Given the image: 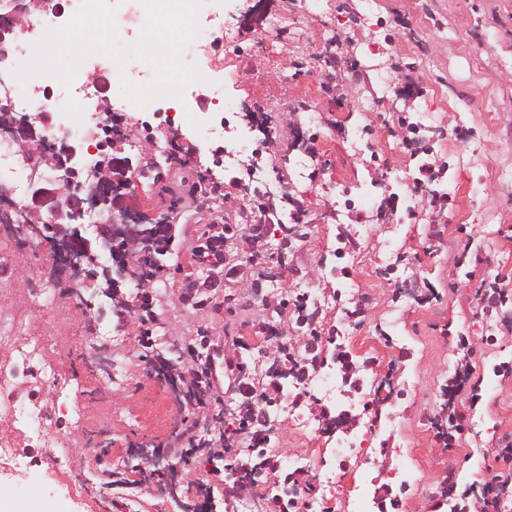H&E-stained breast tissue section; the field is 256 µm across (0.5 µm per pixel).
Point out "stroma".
<instances>
[{
  "label": "stroma",
  "mask_w": 512,
  "mask_h": 512,
  "mask_svg": "<svg viewBox=\"0 0 512 512\" xmlns=\"http://www.w3.org/2000/svg\"><path fill=\"white\" fill-rule=\"evenodd\" d=\"M198 22L182 54L202 76L189 87L193 116L166 100L150 110L112 99L114 153L142 165L130 190L142 209L167 214L174 233L157 277L124 282L126 321L95 298V282L59 264L51 242L34 248L32 232L0 231V264L16 271L0 288V310L26 324L42 366L61 383L42 388L21 376L0 397V439L22 465L0 469V512H109L111 501L116 512L199 510L198 486L208 482L217 512H241L299 468L318 489V512H353L356 483L390 493L397 512H428L451 476L482 488L501 467L497 444L512 439V378L494 371L512 360V329L477 300L482 279L512 274V0H202ZM14 72L12 62L0 64L16 111L27 112L35 92L66 100L54 78L22 83ZM403 119L422 123L417 141L447 165V179L432 186L448 194L445 210L395 181L415 176L423 161L402 145ZM459 128L467 140L457 139ZM155 139L172 163L159 164ZM255 154L256 184L245 173ZM211 172L225 196L196 208L190 189ZM393 193L405 200L394 213L384 204ZM259 204L267 218L256 239L249 227ZM297 205L301 224L291 218ZM206 224L229 229L218 266L196 258ZM189 277L212 294L211 305L188 304ZM34 281L52 289L50 307ZM288 292L308 294L319 308V359L349 352L361 366L356 382H376V396L347 412L342 402L356 383L331 394L310 385L304 405L269 408L265 452L277 466L245 502L225 499L204 458L178 478L175 495L164 493L152 451L180 413L177 392L156 379L153 364L178 358L184 341L204 334L223 342L226 356L243 357L262 389L277 347L304 352L307 330L281 304ZM263 324L277 336L264 338ZM459 334L471 342L482 399L448 448L436 428L446 423L442 390L460 359ZM100 352L118 365L117 379L96 367ZM323 404L336 417L330 431L319 419ZM14 406L54 414L48 442L17 428ZM363 433L367 447H353ZM62 448L63 472L53 459ZM134 448L144 456L131 458ZM75 478L87 492L72 490Z\"/></svg>",
  "instance_id": "obj_1"
}]
</instances>
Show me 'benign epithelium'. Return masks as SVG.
I'll return each instance as SVG.
<instances>
[{"mask_svg": "<svg viewBox=\"0 0 512 512\" xmlns=\"http://www.w3.org/2000/svg\"><path fill=\"white\" fill-rule=\"evenodd\" d=\"M7 2L10 10L0 12V33L9 35L14 34L18 18L50 5V0ZM10 95L11 88L0 75V134L22 141L26 147L42 145L37 124L44 123L45 117L13 111ZM82 154L81 143L61 140L60 146L46 153L43 164L29 168V198L24 204L12 200L11 190L0 184V223L29 226L39 235L44 230L52 233L57 257L73 275L92 280L103 276L106 293L117 300L125 274L149 234L162 238L159 252L165 254L172 249V225L161 213H145L127 193V174L133 171L131 160L120 159L102 148L98 160L87 169L80 163ZM93 215L105 218L97 225L96 240L114 245L111 260L117 274L115 279L106 268L97 272L91 240L83 237L80 226L76 225L77 221Z\"/></svg>", "mask_w": 512, "mask_h": 512, "instance_id": "benign-epithelium-1", "label": "benign epithelium"}]
</instances>
